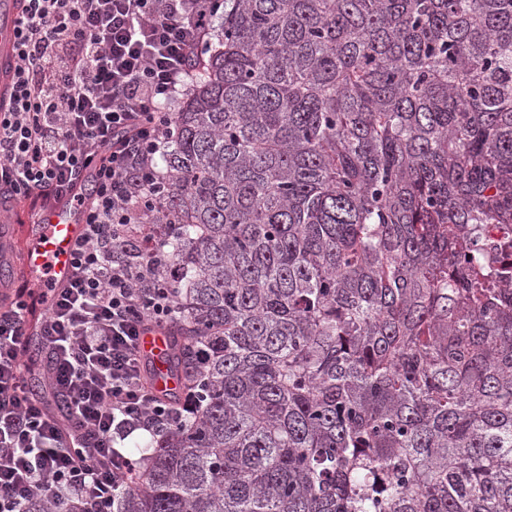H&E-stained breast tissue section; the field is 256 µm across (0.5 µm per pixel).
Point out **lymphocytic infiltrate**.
<instances>
[{"instance_id": "f902f5d3", "label": "lymphocytic infiltrate", "mask_w": 512, "mask_h": 512, "mask_svg": "<svg viewBox=\"0 0 512 512\" xmlns=\"http://www.w3.org/2000/svg\"><path fill=\"white\" fill-rule=\"evenodd\" d=\"M9 111L0 112V208L70 193L86 215L73 279L40 331L47 395L26 388L32 290L0 293V512L36 495L60 512H112L136 462L122 443L182 420L189 402L148 384L142 335L177 309L158 237L138 231L168 181L169 105L194 85L218 0H24ZM86 443H67L62 427Z\"/></svg>"}]
</instances>
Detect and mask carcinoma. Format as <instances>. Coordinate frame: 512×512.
I'll list each match as a JSON object with an SVG mask.
<instances>
[{"mask_svg":"<svg viewBox=\"0 0 512 512\" xmlns=\"http://www.w3.org/2000/svg\"><path fill=\"white\" fill-rule=\"evenodd\" d=\"M216 20L147 218L201 402L112 512H512V0ZM512 241V224H482L480 231V243L477 250L471 255H478L487 262H493L496 266L512 263L510 244Z\"/></svg>","mask_w":512,"mask_h":512,"instance_id":"obj_1","label":"carcinoma"}]
</instances>
